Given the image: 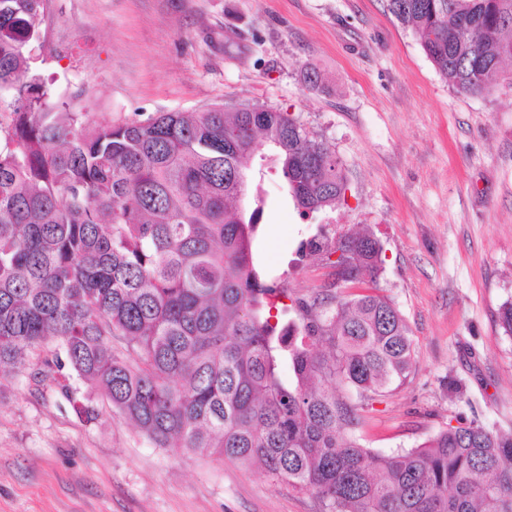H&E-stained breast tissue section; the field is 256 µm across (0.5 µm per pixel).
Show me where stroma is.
<instances>
[{
  "instance_id": "1",
  "label": "stroma",
  "mask_w": 512,
  "mask_h": 512,
  "mask_svg": "<svg viewBox=\"0 0 512 512\" xmlns=\"http://www.w3.org/2000/svg\"><path fill=\"white\" fill-rule=\"evenodd\" d=\"M32 54L58 102L99 120L221 103L297 116L335 151L345 195L302 216L267 163L250 186L266 200L256 264L293 319L335 280L301 235L369 231L378 291L414 340L411 380L368 410L363 445L412 448L460 414L512 430V60L489 92L459 93L384 0H46ZM0 512L319 509L261 468L156 447L48 340L0 372Z\"/></svg>"
}]
</instances>
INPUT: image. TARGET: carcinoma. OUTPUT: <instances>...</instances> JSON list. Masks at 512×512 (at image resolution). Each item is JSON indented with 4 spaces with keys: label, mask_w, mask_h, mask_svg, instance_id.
Returning <instances> with one entry per match:
<instances>
[{
    "label": "carcinoma",
    "mask_w": 512,
    "mask_h": 512,
    "mask_svg": "<svg viewBox=\"0 0 512 512\" xmlns=\"http://www.w3.org/2000/svg\"><path fill=\"white\" fill-rule=\"evenodd\" d=\"M448 84L481 94L512 57V0H385ZM43 0H0V370L52 339L75 373L159 448L257 462L320 512H512V432L459 417L389 453L356 432L415 367L409 326L377 292L383 247L340 236L344 275L301 324L273 323L238 184L275 148L302 215L344 195L340 162L260 104L90 121L31 72ZM365 285L367 293L351 288ZM122 337L132 356L112 351ZM291 376H285V373Z\"/></svg>",
    "instance_id": "1"
}]
</instances>
